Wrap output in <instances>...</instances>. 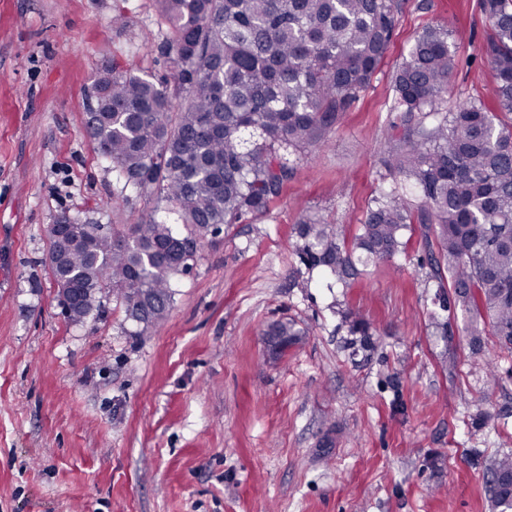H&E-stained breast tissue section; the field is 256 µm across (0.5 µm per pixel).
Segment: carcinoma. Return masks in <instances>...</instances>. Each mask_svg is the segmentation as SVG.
<instances>
[{
  "label": "carcinoma",
  "mask_w": 512,
  "mask_h": 512,
  "mask_svg": "<svg viewBox=\"0 0 512 512\" xmlns=\"http://www.w3.org/2000/svg\"><path fill=\"white\" fill-rule=\"evenodd\" d=\"M167 30L160 51L172 80L116 66L88 76L100 118L85 126L112 164L122 191L153 196L163 212L123 231L87 229V244L51 269L82 293L69 320L98 308L99 289L121 297L147 331L169 309L176 276L197 257L212 226L264 213L292 178L279 154L322 146L380 68L398 21L397 0H153ZM491 34L485 47L495 78L492 104L441 111L457 66L452 33L426 27L393 75L395 133L387 168L420 200L413 216L396 190L381 193L351 241L332 225H298L301 255L338 281L364 262L403 250L414 221L425 229L420 261L440 288V307L469 315L474 342L491 331L512 349V0H480ZM284 351L298 332H267ZM498 512H512V486L492 487Z\"/></svg>",
  "instance_id": "cac0c4a2"
}]
</instances>
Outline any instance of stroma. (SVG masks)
<instances>
[{
	"label": "stroma",
	"mask_w": 512,
	"mask_h": 512,
	"mask_svg": "<svg viewBox=\"0 0 512 512\" xmlns=\"http://www.w3.org/2000/svg\"><path fill=\"white\" fill-rule=\"evenodd\" d=\"M479 2L400 0L383 63L327 142L284 151L280 196L209 238L143 334L108 292L100 314L63 315L47 227L154 215L84 133L86 77L170 76L165 24L153 0H0V512H494L512 353L474 347L466 314L435 304L423 227L345 283L302 263L298 236L316 218L351 239L391 186L392 77L425 27L456 34L443 109L491 101ZM278 321L301 333L281 353L263 336ZM357 323L373 346L355 353Z\"/></svg>",
	"instance_id": "obj_1"
}]
</instances>
